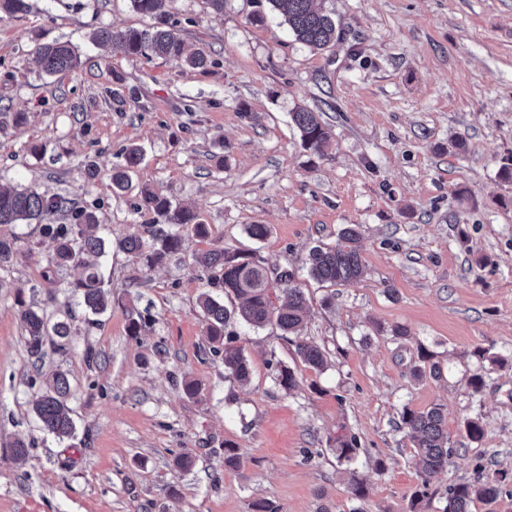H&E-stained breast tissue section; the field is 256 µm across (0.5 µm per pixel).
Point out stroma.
<instances>
[{
	"label": "stroma",
	"mask_w": 512,
	"mask_h": 512,
	"mask_svg": "<svg viewBox=\"0 0 512 512\" xmlns=\"http://www.w3.org/2000/svg\"><path fill=\"white\" fill-rule=\"evenodd\" d=\"M28 2L26 15L0 13V186L92 210L118 244L152 219L135 209L146 185L211 235L186 237L152 269L113 249L101 260L107 310L76 307L65 351L39 359L21 312L62 315L78 273L52 270L42 225H0L18 247L0 270V512H253L258 500L278 512H410L421 481L399 415L436 404L453 453L423 512H443L449 486L499 472L509 482L470 512H512V182L500 177L512 163V0H324L340 37L318 53L276 14L252 23L254 0H225L220 14L170 0V24L210 59L203 71L94 44L100 27L152 25L132 0ZM53 41L77 46L80 67L45 75L37 49ZM300 107L331 128L327 156L303 148L291 121ZM132 145L144 157L117 196L112 169ZM251 224L266 236L250 238ZM351 226L364 278L317 282L309 251L340 244ZM214 247L295 272L309 306L301 337L327 351L324 370L305 367L276 327L234 322L251 376L225 371L205 341L207 273L194 260ZM133 311L146 320L137 337ZM422 349L441 378H411ZM276 360L298 375L296 390L276 384ZM57 368L76 426L63 441L31 410L40 371ZM475 373L486 379L477 393ZM470 418L481 440L468 437ZM341 435L357 438L353 463L336 458ZM16 439L29 446L21 460L5 447ZM181 454L191 470L175 467ZM354 470L367 483L361 499L349 491Z\"/></svg>",
	"instance_id": "1"
}]
</instances>
